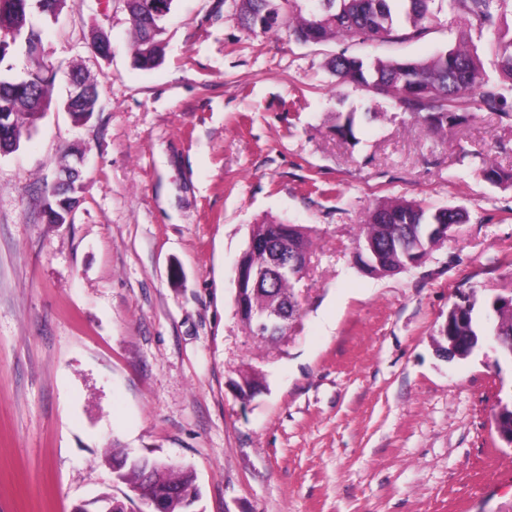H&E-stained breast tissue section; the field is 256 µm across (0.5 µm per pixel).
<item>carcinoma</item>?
I'll return each instance as SVG.
<instances>
[{
	"label": "carcinoma",
	"instance_id": "obj_1",
	"mask_svg": "<svg viewBox=\"0 0 512 512\" xmlns=\"http://www.w3.org/2000/svg\"><path fill=\"white\" fill-rule=\"evenodd\" d=\"M449 2L467 15L470 26L478 32L493 30L498 38L489 51L499 69V79L483 77V64L474 50L456 46L442 51L427 61L408 58L365 60L344 53L329 62L330 72L342 83H353L367 89L375 87L390 97L405 111L417 116L426 129L443 132L465 118L471 102L476 101L500 120L512 124V30L503 26L509 0H318L317 12L305 17H287L294 12L296 0H238L237 17L248 29L258 27L256 14L272 15V23L263 27L269 31L288 24L289 35L303 44H318L335 38H358L371 41L420 38L429 31ZM125 9L135 34L133 60L143 70L156 67L163 59L165 26L152 28L151 21L156 0H124ZM8 23H0V41L9 43L15 33H23L29 26V0H5ZM13 66L0 72V105L6 103L14 113L15 126L0 137V148L12 152L19 145L23 133L30 130L26 121L39 115L49 103L48 85L36 86L38 95H9L17 76ZM485 181L492 185H512V173L493 164L483 168ZM467 217L461 207H434L404 199H386L375 203L367 211L361 233L356 241L355 260L367 272L395 274L422 263L440 237L432 234L436 224H461ZM253 232L286 246L301 250L300 269L306 270L313 247L307 229L295 224H257ZM272 253L265 249L248 257L252 280L258 285L244 284L243 292L235 293V306L242 308V323L251 330L253 312L276 311L285 303L292 304L288 319L301 316V303L296 301L291 281L257 278L271 261ZM467 317L459 320L448 310L446 323L439 329L437 347L448 349L449 338L472 349L493 339L506 359L512 358V300L502 299L491 308L494 318L475 314V301ZM261 385L260 373L255 370L240 372V380L233 386L242 399L252 397ZM112 471L117 482L127 492L117 496L100 493L92 502L96 508L117 504V512H134L132 505L149 493L166 494L167 512H189L192 503L201 498L195 472L186 466H175L149 457H131L117 443H112Z\"/></svg>",
	"mask_w": 512,
	"mask_h": 512
}]
</instances>
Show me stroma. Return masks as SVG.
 <instances>
[{"label": "stroma", "instance_id": "1", "mask_svg": "<svg viewBox=\"0 0 512 512\" xmlns=\"http://www.w3.org/2000/svg\"><path fill=\"white\" fill-rule=\"evenodd\" d=\"M112 43L105 59L94 30ZM465 17L419 39L302 44L248 30L234 0H174L164 58L133 63L122 0H67L46 26L52 106L0 156V512H73L115 491L106 451L191 467L194 512H512V446L493 420L512 361L485 342L439 355L449 307L512 292V124L479 106L426 131L389 97L338 83V53L428 59L462 45L499 73ZM99 109L63 110L69 75ZM354 113V138L335 133ZM80 165L67 224L44 209L61 166ZM405 198L469 219L417 267L364 271L369 206ZM310 229L293 289L303 315L258 342L236 314L250 227ZM265 375L251 400L232 383Z\"/></svg>", "mask_w": 512, "mask_h": 512}]
</instances>
